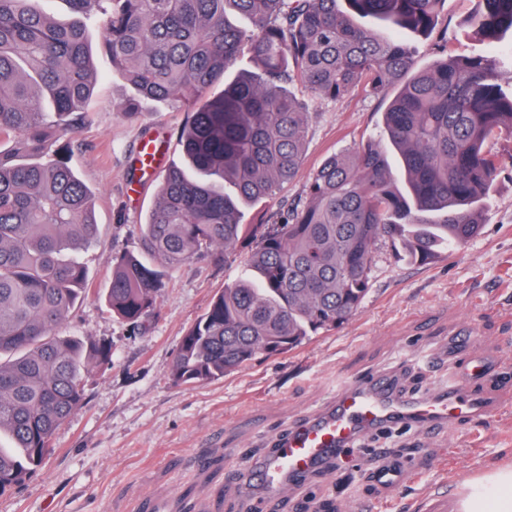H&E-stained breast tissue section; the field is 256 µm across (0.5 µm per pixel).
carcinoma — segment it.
<instances>
[{
    "instance_id": "1",
    "label": "carcinoma",
    "mask_w": 512,
    "mask_h": 512,
    "mask_svg": "<svg viewBox=\"0 0 512 512\" xmlns=\"http://www.w3.org/2000/svg\"><path fill=\"white\" fill-rule=\"evenodd\" d=\"M33 0H0V494L51 451L83 403L88 367L112 346L61 333L89 294L75 252L98 233L93 193L52 136L89 120L96 77L86 30ZM446 0H68L101 15L105 47L133 90L124 105L179 101L184 160L170 165L143 225L145 251L112 265L107 309L137 321L165 270L251 237L248 272L219 291L184 336L180 384L213 382L256 355L288 353L356 316L382 237L426 263L479 236L502 171L487 143L512 137V0H475L469 36L485 54L414 69L417 44L375 28L431 36ZM234 15L249 18L241 29ZM250 67L236 68L241 54ZM394 93L382 134L329 156L304 198L271 228L243 208L292 182L309 113L297 96Z\"/></svg>"
}]
</instances>
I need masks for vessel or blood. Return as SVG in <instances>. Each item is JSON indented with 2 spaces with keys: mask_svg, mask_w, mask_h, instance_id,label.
Returning <instances> with one entry per match:
<instances>
[{
  "mask_svg": "<svg viewBox=\"0 0 512 512\" xmlns=\"http://www.w3.org/2000/svg\"><path fill=\"white\" fill-rule=\"evenodd\" d=\"M496 406V401L479 395L459 378L449 381L447 389L411 397L395 375L378 372L356 384H340L324 410L279 435L248 472L235 474L233 486L247 498L258 494L279 498L288 489L303 486L329 463L352 458L358 439L366 433L408 423L425 430L467 424L476 432L482 417ZM376 474L388 486L412 472L390 456Z\"/></svg>",
  "mask_w": 512,
  "mask_h": 512,
  "instance_id": "vessel-or-blood-1",
  "label": "vessel or blood"
}]
</instances>
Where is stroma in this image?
Returning a JSON list of instances; mask_svg holds the SVG:
<instances>
[{
  "instance_id": "obj_1",
  "label": "stroma",
  "mask_w": 512,
  "mask_h": 512,
  "mask_svg": "<svg viewBox=\"0 0 512 512\" xmlns=\"http://www.w3.org/2000/svg\"><path fill=\"white\" fill-rule=\"evenodd\" d=\"M473 7V0H446L437 27L447 33V51L439 53L433 39L419 41L417 69L446 54L482 52L465 27ZM82 22L97 82L90 121L68 161L95 192L99 234L79 252L90 294L63 331L111 344L112 362L85 373L82 405L57 428L54 449L35 472L0 495V512H324L329 501L343 512L364 504L406 512L428 491L462 503L484 476L512 464V138L490 145L502 172L481 233L466 247L419 264L380 239L357 316L287 354L257 355L222 380L179 384L172 364L184 335L214 295L245 273L252 248L243 240L169 270L153 312L138 322L106 311L99 295L116 259L142 251V226L164 175L160 168L139 171L142 143L159 138L166 162L181 161L186 111L178 102L145 101L140 117H125L121 107L132 91L112 72L100 17L90 14ZM389 103L359 90L337 100H310V135L296 178L273 198L247 206L243 223L279 221L328 155L378 133ZM426 356L431 366H424ZM479 363L493 372L481 393L500 402L479 434L463 427L425 434L404 425L366 435L364 445L375 453L388 451L408 466L427 464L417 483L380 487L372 476L374 457L363 455L328 465L275 502L248 504L229 483L232 472L250 470L277 434L324 408L337 382L387 371L409 391L435 390ZM447 451L453 457L444 467L433 455Z\"/></svg>"
}]
</instances>
